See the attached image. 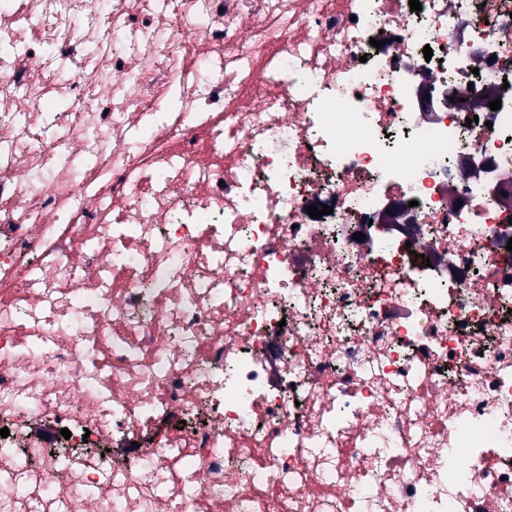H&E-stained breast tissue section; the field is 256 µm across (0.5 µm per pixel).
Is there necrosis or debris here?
<instances>
[{
	"mask_svg": "<svg viewBox=\"0 0 512 512\" xmlns=\"http://www.w3.org/2000/svg\"><path fill=\"white\" fill-rule=\"evenodd\" d=\"M420 3L0 0V512H512V0Z\"/></svg>",
	"mask_w": 512,
	"mask_h": 512,
	"instance_id": "1",
	"label": "necrosis or debris"
}]
</instances>
